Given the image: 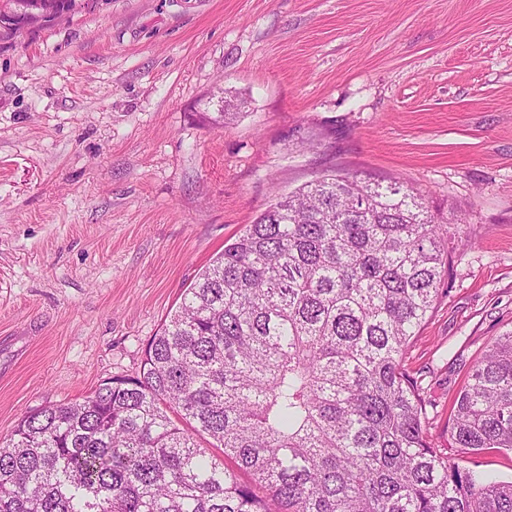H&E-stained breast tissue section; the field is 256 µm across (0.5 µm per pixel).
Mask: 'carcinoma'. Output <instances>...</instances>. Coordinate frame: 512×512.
<instances>
[{
	"label": "carcinoma",
	"instance_id": "obj_1",
	"mask_svg": "<svg viewBox=\"0 0 512 512\" xmlns=\"http://www.w3.org/2000/svg\"><path fill=\"white\" fill-rule=\"evenodd\" d=\"M18 2L0 0L1 42ZM453 229L419 192L348 172L278 196L186 290L138 375L19 419L0 512H512V480L432 445L403 369ZM452 412L449 447L512 451V329Z\"/></svg>",
	"mask_w": 512,
	"mask_h": 512
}]
</instances>
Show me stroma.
I'll use <instances>...</instances> for the list:
<instances>
[{
    "mask_svg": "<svg viewBox=\"0 0 512 512\" xmlns=\"http://www.w3.org/2000/svg\"><path fill=\"white\" fill-rule=\"evenodd\" d=\"M333 169L466 218L403 365L433 446L511 479L448 427L512 329V0H99L0 44V440L137 373L225 244Z\"/></svg>",
    "mask_w": 512,
    "mask_h": 512,
    "instance_id": "35a3bbf8",
    "label": "stroma"
}]
</instances>
